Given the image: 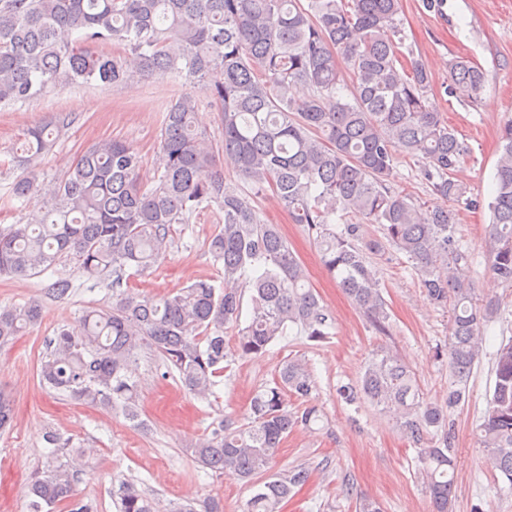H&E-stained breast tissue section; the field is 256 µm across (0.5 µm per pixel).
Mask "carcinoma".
Here are the masks:
<instances>
[{
    "instance_id": "cac0c4a2",
    "label": "carcinoma",
    "mask_w": 512,
    "mask_h": 512,
    "mask_svg": "<svg viewBox=\"0 0 512 512\" xmlns=\"http://www.w3.org/2000/svg\"><path fill=\"white\" fill-rule=\"evenodd\" d=\"M401 0H0V104H16L50 90L99 82L122 85L146 78H181L199 88L220 112L224 141L216 149L195 126L199 99L183 95L168 107L156 156L160 172L150 189L140 182L143 157L111 139L79 156L50 200L0 233V275L56 271L69 258L90 278L148 269L166 247L172 226L217 205L224 224L209 241L223 262V284L198 280L178 292L142 296L121 291L110 309L90 308L74 329L49 341L39 378L86 405L139 419L134 364L140 352L162 356L183 388L205 399L224 372V329L239 325L240 286L252 290L253 311L238 331L234 353L250 358L295 325L308 338L329 335L333 318L308 285L302 262L276 224L249 194L224 180L223 153L253 194L276 195L318 247L327 274L383 329L386 303L375 273L357 246L355 224L336 225L338 213L381 224L390 243L412 263L432 304L450 309L448 361L463 380L483 349V328L498 302L481 301L469 277L470 256L455 237L446 206L429 207L391 188L394 147L417 156L434 195L472 204L454 172L469 154L430 99L427 66L398 68ZM348 73L337 65L338 54ZM309 89L297 100L293 88ZM449 93L474 101L485 73L460 57L449 67ZM56 112L24 133L20 173L10 197L25 202L39 191L36 162L74 122ZM494 188L487 202L485 246L489 271L512 285V123L500 136ZM62 275L49 285L69 297ZM35 301L0 307V345L36 323ZM495 384L478 437L492 467L512 482V340L500 344ZM314 376L301 359H287L273 386L258 392L248 416L221 426L189 449L215 473L231 470L257 485L247 512H283L310 477L296 467L272 473L279 448L299 427L322 420L314 406L288 407L287 396L309 401ZM339 393L350 404L391 413L417 452L433 512H451L455 464L449 456L446 408L420 396L409 365L388 352L365 363L357 385ZM13 415L0 388V432ZM71 462L30 477L31 512H91L75 500L76 466L88 449H70ZM119 512H159V503L120 483ZM170 512H224L218 499L187 502Z\"/></svg>"
}]
</instances>
